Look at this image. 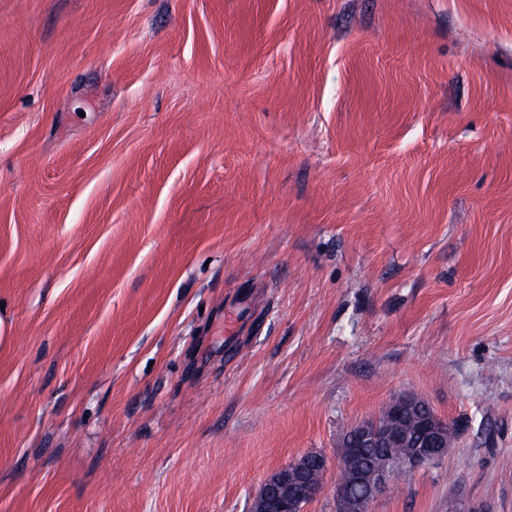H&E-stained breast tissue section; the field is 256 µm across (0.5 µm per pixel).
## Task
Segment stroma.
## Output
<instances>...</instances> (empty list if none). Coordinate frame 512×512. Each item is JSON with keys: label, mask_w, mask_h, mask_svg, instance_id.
Masks as SVG:
<instances>
[{"label": "stroma", "mask_w": 512, "mask_h": 512, "mask_svg": "<svg viewBox=\"0 0 512 512\" xmlns=\"http://www.w3.org/2000/svg\"><path fill=\"white\" fill-rule=\"evenodd\" d=\"M0 304V512H512V0H0ZM414 407V397L406 396L399 403L383 409L387 421L385 425L371 426L366 422L359 424L356 439L366 448H360L352 437L347 441L351 430L343 436L337 451V456L340 457V472L336 491L341 498L355 501L365 499L368 496L366 484L356 483L352 474L359 469L371 473L384 464L389 452H404L408 449L403 448L404 440L393 432L391 422L405 412L412 411ZM447 433L444 422L428 419L423 439L405 454L392 456L389 464L377 470L369 484V492L376 497L395 472L413 473L420 468L442 460L446 455ZM310 476L314 481H319L322 477L318 469H312ZM322 479L310 487L306 483L303 468L297 458L280 467L264 480L253 498L251 511L269 512L266 511L268 507H275L278 512H301L303 497L314 498L320 491Z\"/></svg>", "instance_id": "obj_1"}]
</instances>
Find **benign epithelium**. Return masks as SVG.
Returning a JSON list of instances; mask_svg holds the SVG:
<instances>
[{
  "instance_id": "obj_1",
  "label": "benign epithelium",
  "mask_w": 512,
  "mask_h": 512,
  "mask_svg": "<svg viewBox=\"0 0 512 512\" xmlns=\"http://www.w3.org/2000/svg\"><path fill=\"white\" fill-rule=\"evenodd\" d=\"M415 407V399L407 396L397 404L383 409L386 424L358 425L356 439L367 448H401L404 440L393 432L391 422ZM447 433L445 423L432 417L425 425L423 439L404 454L392 456L389 464L376 471L369 484V492L377 496L387 481L397 472L413 473L420 468L442 460L446 455ZM321 483L309 486L303 468L295 459L271 473L253 498L251 512H266L274 507L278 512H303V498H313L320 491Z\"/></svg>"
}]
</instances>
